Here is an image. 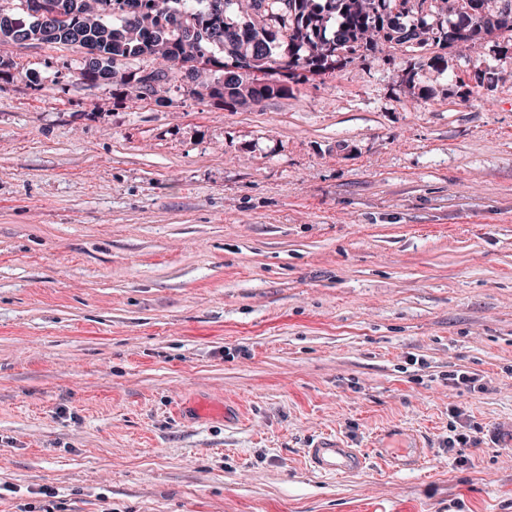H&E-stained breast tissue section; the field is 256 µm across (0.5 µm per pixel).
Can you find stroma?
Instances as JSON below:
<instances>
[{
  "instance_id": "35a3bbf8",
  "label": "stroma",
  "mask_w": 512,
  "mask_h": 512,
  "mask_svg": "<svg viewBox=\"0 0 512 512\" xmlns=\"http://www.w3.org/2000/svg\"><path fill=\"white\" fill-rule=\"evenodd\" d=\"M479 46L228 111L0 43V512H512V38ZM401 430L418 469L304 455ZM305 453L313 469L325 475L339 471L360 472L369 462L368 453L359 448H344L336 438H320L311 448H305Z\"/></svg>"
}]
</instances>
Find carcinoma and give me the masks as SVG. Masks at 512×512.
Returning a JSON list of instances; mask_svg holds the SVG:
<instances>
[{"instance_id": "1", "label": "carcinoma", "mask_w": 512, "mask_h": 512, "mask_svg": "<svg viewBox=\"0 0 512 512\" xmlns=\"http://www.w3.org/2000/svg\"><path fill=\"white\" fill-rule=\"evenodd\" d=\"M50 14L65 34L55 43L97 48L102 66L139 89L145 71L118 74L117 63L129 57L157 55L170 58L172 65L163 84L177 81L179 64L194 56L211 63L208 80L201 87L212 97H224L223 89L238 106L257 105L266 99L265 89L255 84L256 73L270 72L286 82L300 81L298 70L320 75L336 69L338 58L348 59L360 48L373 47L371 33L396 45L423 48L434 42H468L471 25L484 28L486 34L512 32V0L492 9L494 0H453L450 14L463 23V32L453 39L441 28L427 23L428 4L434 0H251L252 17L232 12L234 0H141L140 15L130 16L123 8L126 0H94L97 10L88 8V0H44ZM415 15L417 19L408 20ZM180 16L204 30L209 39L196 45H183L170 30L171 19ZM336 20L332 36L327 23ZM43 23L34 15L19 25L14 36L40 43ZM287 43L288 54L275 56L273 50Z\"/></svg>"}]
</instances>
